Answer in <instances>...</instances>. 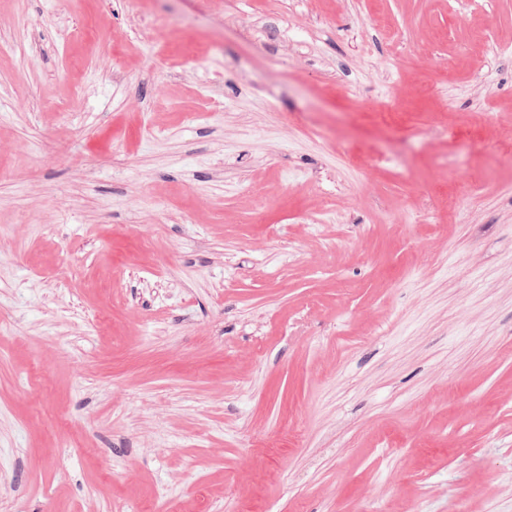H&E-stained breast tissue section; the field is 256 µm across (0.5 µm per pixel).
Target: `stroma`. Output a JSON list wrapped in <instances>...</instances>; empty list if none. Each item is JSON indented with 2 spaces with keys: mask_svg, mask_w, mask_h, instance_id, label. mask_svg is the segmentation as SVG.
<instances>
[{
  "mask_svg": "<svg viewBox=\"0 0 512 512\" xmlns=\"http://www.w3.org/2000/svg\"><path fill=\"white\" fill-rule=\"evenodd\" d=\"M509 136L512 0H0V512H512Z\"/></svg>",
  "mask_w": 512,
  "mask_h": 512,
  "instance_id": "obj_1",
  "label": "stroma"
}]
</instances>
